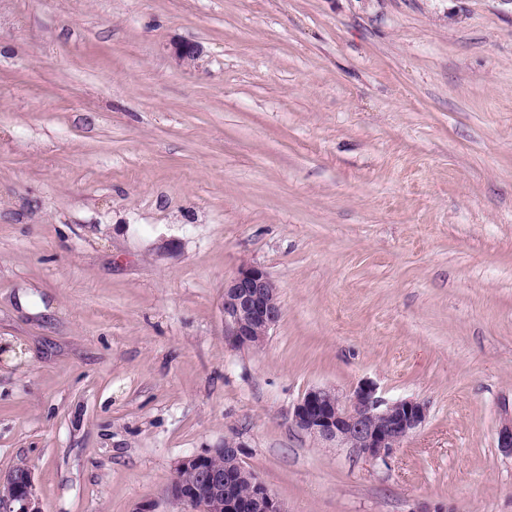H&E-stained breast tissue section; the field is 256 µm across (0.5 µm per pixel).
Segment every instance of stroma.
I'll use <instances>...</instances> for the list:
<instances>
[{
  "label": "stroma",
  "mask_w": 512,
  "mask_h": 512,
  "mask_svg": "<svg viewBox=\"0 0 512 512\" xmlns=\"http://www.w3.org/2000/svg\"><path fill=\"white\" fill-rule=\"evenodd\" d=\"M364 381L428 407L385 464L292 423ZM505 405L507 0H0V475L44 512H180L232 437L288 512H512ZM221 310L224 336L236 348H260L282 318L279 291L267 271L243 264L224 281Z\"/></svg>",
  "instance_id": "1"
}]
</instances>
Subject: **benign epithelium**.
Instances as JSON below:
<instances>
[{"label":"benign epithelium","mask_w":512,"mask_h":512,"mask_svg":"<svg viewBox=\"0 0 512 512\" xmlns=\"http://www.w3.org/2000/svg\"><path fill=\"white\" fill-rule=\"evenodd\" d=\"M200 55L198 45L178 41L172 56L181 65L193 64ZM221 310L224 335L236 348L263 346L270 331L282 318L279 291L267 271L256 264L242 265L224 281ZM425 403L403 398L388 401L377 396L369 383L358 385L350 394L341 395L333 387H313L294 405L292 422L305 435L327 448H350L359 456L385 463L425 423ZM497 447L512 457V413L503 417L497 431ZM244 444L236 439L202 453L178 459L174 474H194L192 487L173 479L166 495L185 506V512H288L285 504L243 463ZM229 458L246 473L250 490L242 494L236 474L215 465ZM0 512H43L35 491L32 471L11 469L0 477Z\"/></svg>","instance_id":"obj_1"}]
</instances>
